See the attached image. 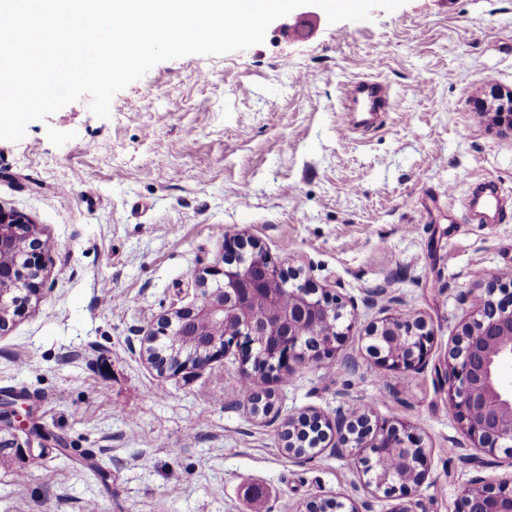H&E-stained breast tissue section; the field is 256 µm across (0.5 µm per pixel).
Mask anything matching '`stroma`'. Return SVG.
Instances as JSON below:
<instances>
[{
    "label": "stroma",
    "mask_w": 512,
    "mask_h": 512,
    "mask_svg": "<svg viewBox=\"0 0 512 512\" xmlns=\"http://www.w3.org/2000/svg\"><path fill=\"white\" fill-rule=\"evenodd\" d=\"M295 22L244 51L157 64L109 119L83 99L0 141V207L50 245L40 299L0 333V395L27 394V429L48 439L33 458L27 429L0 432L14 443L0 512H300L314 498L454 512L477 477L439 372L469 316L461 295L512 269V131L478 106L512 90V0H408L300 39ZM364 77L390 86L391 108L356 128L338 95ZM480 181L499 184L508 220H471ZM233 230L345 301L341 345L278 379L247 373L237 350L158 374L140 328L199 295ZM390 310L425 319V368L387 373L370 354ZM244 386L272 393L275 414L251 415ZM340 408L414 425L426 482L387 493L333 448L288 456V416Z\"/></svg>",
    "instance_id": "stroma-1"
}]
</instances>
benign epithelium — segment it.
<instances>
[{"instance_id": "7a95c632", "label": "benign epithelium", "mask_w": 512, "mask_h": 512, "mask_svg": "<svg viewBox=\"0 0 512 512\" xmlns=\"http://www.w3.org/2000/svg\"><path fill=\"white\" fill-rule=\"evenodd\" d=\"M497 124L512 131V92L499 95ZM45 243L24 215L0 207V332L23 315L39 297L44 281ZM300 270L269 258L257 242L225 235L224 266L209 271L214 286L192 303L157 317L142 329L147 360L160 372L179 375L203 371L234 347L249 354L254 372L283 376L302 365L332 354L344 333L338 322L344 303L296 280ZM495 288L476 298L468 321L454 337L441 383L447 386L449 410L473 448L495 466L500 448L512 447V295L494 299ZM369 351L387 372L425 366L431 335L426 321L402 313L389 314L373 325ZM25 395L0 398V430L20 418L17 405ZM250 411L265 416L274 411L269 392L248 396ZM334 432L336 453L355 450V465H363L366 486L390 492L394 484L421 486L427 479L428 454L412 427L403 422L372 426L364 414L336 411L334 419L314 413L290 417L281 433L284 449L295 459L316 453ZM367 449L368 456H361ZM405 455L406 473L384 468L386 449ZM304 512H367L354 500H310ZM456 512H512V475L480 478L464 486Z\"/></svg>"}]
</instances>
